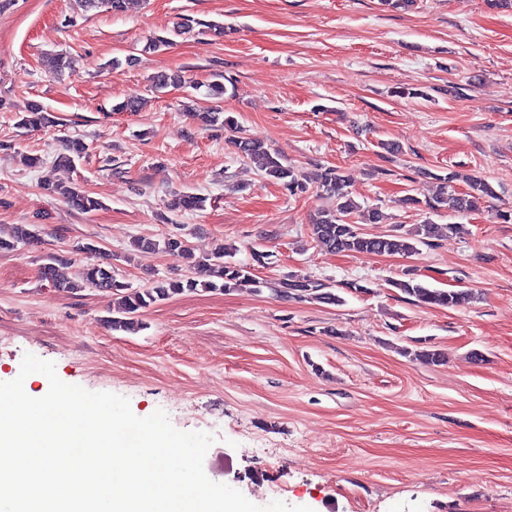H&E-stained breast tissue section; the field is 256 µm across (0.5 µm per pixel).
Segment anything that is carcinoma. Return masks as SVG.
I'll return each mask as SVG.
<instances>
[{"label": "carcinoma", "instance_id": "obj_1", "mask_svg": "<svg viewBox=\"0 0 512 512\" xmlns=\"http://www.w3.org/2000/svg\"><path fill=\"white\" fill-rule=\"evenodd\" d=\"M82 2L88 11L102 9L115 14L124 11L126 4V0H82ZM181 84V76L174 72L161 71L151 77V88L156 92ZM194 119L204 126H215L219 123L225 126L234 124V118L224 115V112L219 109L197 112L194 114ZM53 123L55 118L51 117L40 104L31 102L18 121V127L34 128ZM236 148L244 162L254 165L257 171L278 181L290 195L295 196L308 191V184L298 171L282 155L270 151L263 143L241 139L237 141ZM86 151V144L82 140L71 139L67 144L66 153L58 155L54 165L71 167L75 159L83 157ZM435 179L439 181L440 186L434 196L422 202L411 195L406 198V203L412 205L423 203L426 209L431 211H437L446 204L452 212L464 214L478 209L486 198L495 196L492 185L475 174L463 175L450 172L444 176L437 175ZM458 180L466 183L467 191L457 195L448 193L451 183ZM317 184L322 198L327 200V206L321 210L318 218L311 225L312 236L318 246L333 253L415 254L418 252L417 245H430L431 239L439 237L442 229L446 228L452 233L456 228L454 223L442 226L428 221L417 225L408 237L368 236L348 221V217L359 209L360 205L351 197V192L348 190L349 178L345 172L339 167H327L318 175ZM43 188L64 197L81 211L91 212L100 206L97 199L86 194L76 184L66 185L47 181ZM204 203L205 198L183 191L173 196L170 207L176 211H195L202 209ZM38 242L37 225L16 224L11 228L8 236H0V251H11L19 244L34 245ZM135 247L141 254H151L159 250L178 252L188 260L194 275L180 280L157 281L145 289H133L128 284L117 280L112 274L110 263L98 262L83 266L78 271L76 279L61 281L58 279L57 265L63 263V260L50 255L47 257V263L40 267V277L69 290L88 286L119 295L118 316L110 321L114 330H133L141 326L138 320L141 310L158 301L184 292H193L200 287L225 292L260 287V281L255 278L252 268L232 260V252L223 246L205 259L195 258L186 241L179 236L168 237L160 243L150 239H139L135 242ZM390 286L414 298V301L419 304L434 307H454L470 298L466 290L445 291L429 288L413 278L394 279L390 281ZM276 292L287 297L296 295L328 304H337L342 301L333 288L309 277L291 276L283 279L277 283Z\"/></svg>", "mask_w": 512, "mask_h": 512}]
</instances>
